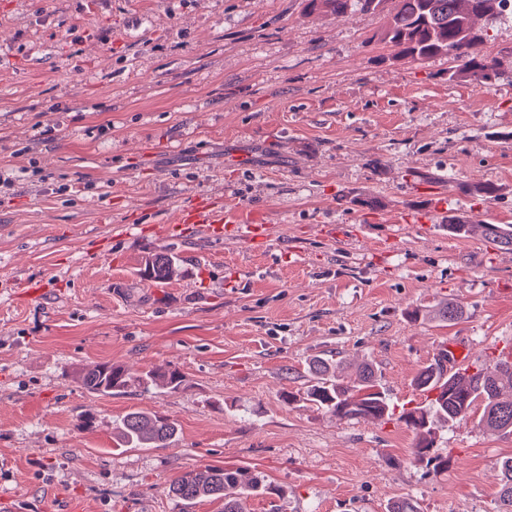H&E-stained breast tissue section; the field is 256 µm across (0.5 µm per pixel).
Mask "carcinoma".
Returning a JSON list of instances; mask_svg holds the SVG:
<instances>
[{
	"label": "carcinoma",
	"instance_id": "carcinoma-1",
	"mask_svg": "<svg viewBox=\"0 0 512 512\" xmlns=\"http://www.w3.org/2000/svg\"><path fill=\"white\" fill-rule=\"evenodd\" d=\"M387 0H305L309 13L343 16L354 12L385 11ZM508 0H397L394 13L386 16L379 39L390 46L397 58L424 62L434 57H449L456 66L448 70V80L467 78L483 86L505 73L503 61L489 58L482 50L484 33L479 22L493 25L508 20L504 8ZM459 189L487 199L497 189L489 183L461 184ZM481 230L484 238L512 250V224H473L460 215L448 217V231L469 235ZM177 265L168 254L153 255L145 263L144 274L158 282L173 277ZM461 306L454 301L439 304L433 317L454 321ZM309 380L300 393H288L284 400L292 404L308 402L338 419L376 420L388 414L389 397L380 388L377 376L365 363L359 368L358 381L350 385L341 378L340 364L316 358L308 364ZM79 380L89 391L99 394L123 392L137 386L149 389L165 386L179 388L181 374L176 369H149L131 372L122 365L98 364L81 371ZM415 385L434 397L401 416L416 436L412 453L436 472L445 471L451 458L435 451L437 423L450 427L470 417L474 408L483 406L480 423L487 429L512 435V360L498 359L492 370L457 372L443 377V367L435 362L423 368ZM124 448H168L177 440V427L157 412L132 411L115 427ZM501 481L495 493L498 512H512V456L499 462ZM169 490L185 505L202 498L224 501V512H242L238 501L243 496L272 494L275 488L264 475L249 468L207 466L205 470L186 471L175 477Z\"/></svg>",
	"mask_w": 512,
	"mask_h": 512
}]
</instances>
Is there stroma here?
I'll return each mask as SVG.
<instances>
[{"label":"stroma","instance_id":"obj_1","mask_svg":"<svg viewBox=\"0 0 512 512\" xmlns=\"http://www.w3.org/2000/svg\"><path fill=\"white\" fill-rule=\"evenodd\" d=\"M382 23L303 0H0V512H180L171 480L207 465L277 487L245 512H495L512 435L456 424L436 473L398 414L441 346L471 372L512 352V250L447 228L512 224V77L394 58ZM477 182L495 198L460 189ZM199 197L269 236H158ZM157 252L177 277L143 276ZM444 299L458 320L411 319ZM316 357L371 364L393 414L284 401ZM107 362L182 382L86 390ZM136 410L175 445L119 447Z\"/></svg>","mask_w":512,"mask_h":512}]
</instances>
